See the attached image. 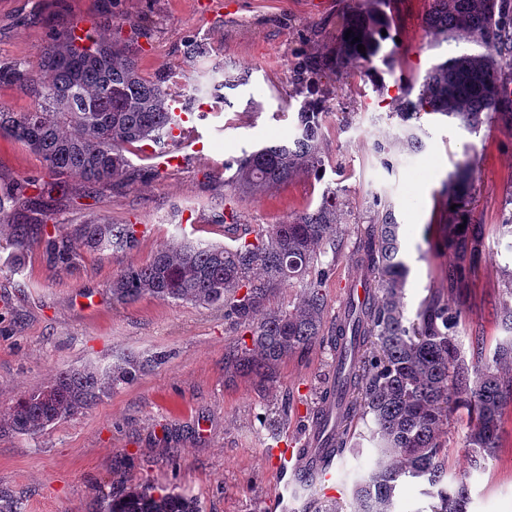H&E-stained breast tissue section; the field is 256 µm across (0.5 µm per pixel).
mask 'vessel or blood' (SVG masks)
Instances as JSON below:
<instances>
[{
    "instance_id": "obj_1",
    "label": "vessel or blood",
    "mask_w": 512,
    "mask_h": 512,
    "mask_svg": "<svg viewBox=\"0 0 512 512\" xmlns=\"http://www.w3.org/2000/svg\"><path fill=\"white\" fill-rule=\"evenodd\" d=\"M171 110L178 117L174 128L172 149L167 152L165 161L178 163L179 152L190 142H201L203 134L199 131L189 109L172 101ZM344 418V405L334 395H327L321 401L313 415V427L296 448H274L270 454L274 457L283 476L284 486L299 493L311 488L324 494H333L336 489V456L333 447L335 433L341 427Z\"/></svg>"
}]
</instances>
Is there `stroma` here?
<instances>
[{"label":"stroma","instance_id":"35a3bbf8","mask_svg":"<svg viewBox=\"0 0 512 512\" xmlns=\"http://www.w3.org/2000/svg\"><path fill=\"white\" fill-rule=\"evenodd\" d=\"M347 0H214L200 13L197 0H0V64H37L55 32L81 16L99 31L112 15L147 21L141 67L165 77L173 89L207 82L212 72L247 76L225 89V102L209 101L200 125L208 129L200 152L182 167L160 165L131 151L141 174L100 194L92 210L55 200L49 207L73 233L91 217L134 224L137 246L125 252L84 251L80 266L53 269L38 248L16 253L11 229L0 230V410L47 386L63 370L108 371L127 355L165 352L161 365L137 382L105 389L78 415L35 435L0 436V506L21 512H95L103 491L150 484L198 498L202 512H282L279 473L266 446L273 435L257 416L269 411L283 442L304 439L318 397L332 371V354L318 342L281 364L271 392L251 380L226 384L224 347L241 332L220 308L173 304L150 296L113 302L109 285L127 268L147 263L166 245L184 241L227 245L231 234L215 223L236 210L241 223L272 225L316 206L336 189L351 228L334 273L325 284L329 317H336L356 264L359 229L389 207L402 226L410 266L405 314L415 317L440 287L448 262L433 249L439 236L442 183L472 158L470 198L484 226L485 251L462 302L461 329L479 336L492 353L507 332L500 313L512 297L499 269L512 266V238L501 235L512 212V128L471 133L426 115L422 152L395 142L401 129L378 93L395 79L422 82L439 55L424 27L429 0H395L390 30L399 45L392 67L329 85L333 108L320 140L329 166L322 180L299 177L252 196L240 193L225 160L291 135L300 99L291 66L294 53L325 52L341 39L337 16ZM205 39L207 57L193 60L185 40ZM388 145L387 155L374 149ZM41 160L22 144L0 138V179L45 176ZM24 271L15 274L14 260ZM471 512H512V408L501 446L484 473L470 479Z\"/></svg>","mask_w":512,"mask_h":512}]
</instances>
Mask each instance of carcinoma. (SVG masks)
Listing matches in <instances>:
<instances>
[{
  "mask_svg": "<svg viewBox=\"0 0 512 512\" xmlns=\"http://www.w3.org/2000/svg\"><path fill=\"white\" fill-rule=\"evenodd\" d=\"M392 0H351L339 15L349 38L330 54H299L292 66L297 93L309 94L323 83L348 74L356 64L391 66L396 48L384 50L393 21ZM424 24L431 46L458 40L473 53L445 56L427 71L418 92L401 83L388 102L399 119L410 152L422 141L409 121L441 115L471 133L484 126H512V0H430ZM123 25L112 36L90 29L80 37L57 33L35 66L0 65V82L28 88L37 104L28 112L0 109V137L23 144L37 155L49 179H16L0 189V223L22 215L34 226L46 260L74 268L80 250L57 224H48L42 205L69 196L77 177L87 193L110 189L134 175L126 156L137 144L163 150L173 138L176 116L169 101L179 93L161 78H145L138 39L147 24ZM360 38L365 52L358 51ZM230 86L214 73L197 89L200 97L219 98ZM327 114L325 101L306 99L297 111L294 132L284 141L244 152L233 160L235 177L249 193L262 192L301 176L322 177L325 160L318 147ZM467 177L458 178L454 204L444 203L440 244L453 260L444 269L443 287L430 295L410 319L404 295L409 267L401 246V225L385 212L364 231L358 259L364 270L363 302L328 320L324 281L341 255L349 231L342 221L344 203L326 189L319 204L281 224L247 227L235 245L186 242L159 249L146 264L112 280V299L128 304L143 296L224 309V319L243 329L244 338L224 348V371L253 375L264 388L274 382L280 364L316 341L336 348L340 336H353L358 357L347 378V415L372 423L376 455L368 474L356 480L354 512H395L399 486L406 480L427 485V512H469L470 485L448 477V431L452 415L466 411L467 458L473 471L486 470L500 448L505 410L512 405V337L498 343L491 356L477 352L467 362L459 336L461 295L469 288L484 251L483 226L468 202ZM90 250H126L138 243L134 224L105 218L80 228ZM331 256L324 263L321 258ZM299 288L288 307L271 306L285 283ZM166 355L126 356L109 373L67 370L49 385L0 411V434H35L57 420L90 407L111 385L131 384ZM96 512H200L197 501L173 489L134 488L104 494Z\"/></svg>",
  "mask_w": 512,
  "mask_h": 512,
  "instance_id": "obj_1",
  "label": "carcinoma"
}]
</instances>
